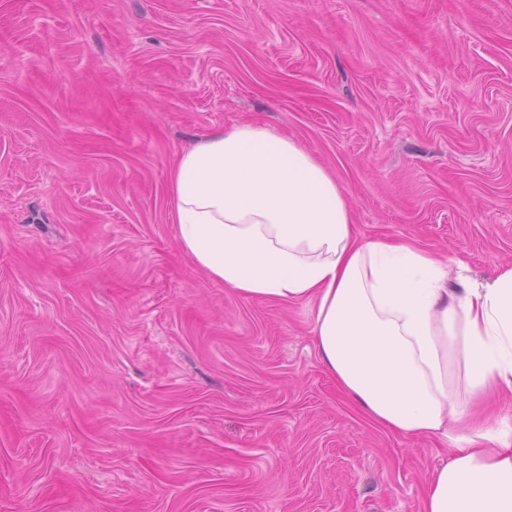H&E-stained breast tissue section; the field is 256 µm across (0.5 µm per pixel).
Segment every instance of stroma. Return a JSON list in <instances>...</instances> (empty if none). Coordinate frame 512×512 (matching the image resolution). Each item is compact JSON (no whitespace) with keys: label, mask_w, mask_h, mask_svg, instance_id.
Listing matches in <instances>:
<instances>
[{"label":"stroma","mask_w":512,"mask_h":512,"mask_svg":"<svg viewBox=\"0 0 512 512\" xmlns=\"http://www.w3.org/2000/svg\"><path fill=\"white\" fill-rule=\"evenodd\" d=\"M244 123L360 239L512 267V0H0V512H419L447 439L179 246L178 153Z\"/></svg>","instance_id":"stroma-1"}]
</instances>
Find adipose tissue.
Returning a JSON list of instances; mask_svg holds the SVG:
<instances>
[{
  "label": "adipose tissue",
  "instance_id": "obj_1",
  "mask_svg": "<svg viewBox=\"0 0 512 512\" xmlns=\"http://www.w3.org/2000/svg\"><path fill=\"white\" fill-rule=\"evenodd\" d=\"M170 194L177 240L210 279L314 302L322 364L375 423L447 435L422 512H512V420L468 417L488 393L512 395V269L479 285L412 242L359 240L334 176L258 124L184 151Z\"/></svg>",
  "mask_w": 512,
  "mask_h": 512
}]
</instances>
